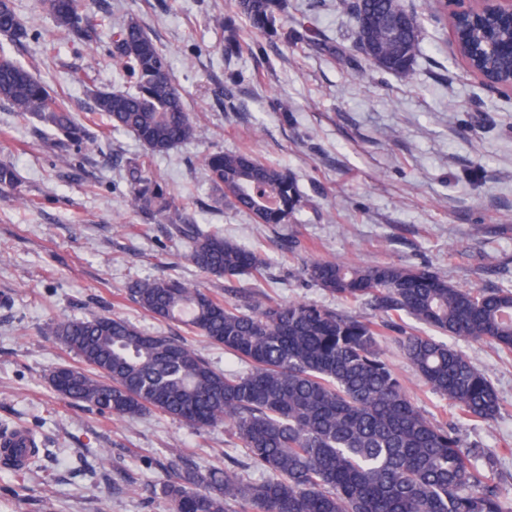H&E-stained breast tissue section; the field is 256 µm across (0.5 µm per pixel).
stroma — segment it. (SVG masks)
I'll return each instance as SVG.
<instances>
[{"instance_id": "obj_1", "label": "stroma", "mask_w": 512, "mask_h": 512, "mask_svg": "<svg viewBox=\"0 0 512 512\" xmlns=\"http://www.w3.org/2000/svg\"><path fill=\"white\" fill-rule=\"evenodd\" d=\"M424 31L411 77L370 67L356 48L354 22L339 0H288L291 34L257 35L235 0H86L101 39H63L37 0H14L30 30L13 51L85 122L90 147L61 159L43 127L0 102V163L21 179L20 197L0 196V430L36 439L33 469L0 467V512H172L161 491L173 452L201 464L236 460L258 475L223 428L195 431L149 414L119 421L62 399L48 375L79 360L46 333L63 317L115 314L148 333L184 340L215 367L232 358L183 326L154 319L129 298L144 279L178 277L215 293L249 289L263 300L315 301L372 316L309 284L302 265L338 258L352 264L424 266L467 288H512V89L486 85L449 39L445 14L425 0H402ZM135 16L168 54L197 138L155 156L153 170L199 223L259 249L266 277L205 276L169 225L127 205V163L145 152L131 134L104 135L89 86H113L112 31ZM250 52L224 54L222 24ZM242 152L286 168L307 201L286 224H258L227 204L213 207L208 154ZM487 377L501 413L490 422L460 418L432 394L402 356L399 336L382 343L415 402L465 443L490 448L497 480L512 494V356L454 340Z\"/></svg>"}]
</instances>
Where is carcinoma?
I'll return each mask as SVG.
<instances>
[{"mask_svg":"<svg viewBox=\"0 0 512 512\" xmlns=\"http://www.w3.org/2000/svg\"><path fill=\"white\" fill-rule=\"evenodd\" d=\"M41 2L64 36L97 40L83 0ZM340 2L356 18L357 46L369 64L411 76L421 27L400 0ZM236 8L260 35L288 41V0H237ZM456 27L459 40L475 49L512 40L507 26L466 18ZM0 35L15 45L29 36L13 0H0ZM246 49L236 28L224 26V52ZM110 57L134 90L96 89L94 110L106 116L107 129L134 135L148 150L130 162L133 210L171 225L204 274L262 278L268 261L259 250L198 224L150 168L152 156L197 134L167 53L131 17L114 33ZM477 66L512 78L506 53H486ZM0 102L39 122L62 148L89 141L64 100L1 48ZM206 167L212 202L228 201L258 224H287L304 206L287 171L249 154L218 151ZM20 186L14 167L0 164V194ZM303 276L339 299L367 302L379 318L343 315L313 301L254 305L179 278L140 280L127 293L141 310L206 337L243 368L219 370L177 338L96 314L51 324V335L81 366L56 365L50 382L63 399L119 420L159 412L199 431L222 425L262 471L247 480L233 462L201 466L175 454L161 486L173 512H512L491 459L430 419L381 350L406 316L441 335L512 354V289L463 288L425 267L395 262L318 259L305 264ZM400 347L420 381L464 418L488 422L499 415L496 389L461 351L413 332Z\"/></svg>","mask_w":512,"mask_h":512,"instance_id":"1","label":"carcinoma"}]
</instances>
